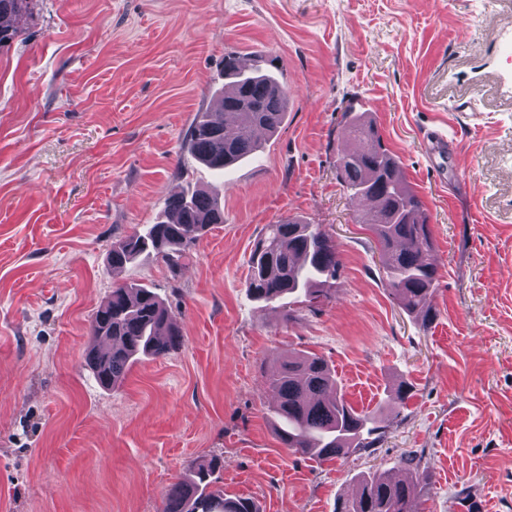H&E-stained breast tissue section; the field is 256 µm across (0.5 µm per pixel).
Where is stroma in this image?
<instances>
[{
  "label": "stroma",
  "mask_w": 512,
  "mask_h": 512,
  "mask_svg": "<svg viewBox=\"0 0 512 512\" xmlns=\"http://www.w3.org/2000/svg\"><path fill=\"white\" fill-rule=\"evenodd\" d=\"M0 47V512H160L222 457L260 512H333L359 475L427 473L419 512H512V0H32ZM276 61L287 119L224 178V221L169 267L112 270L113 242L212 172L182 149L215 108L224 54ZM371 112L422 197L439 260L431 327L390 294L336 152ZM324 225L342 267L311 308L252 299L262 228ZM153 288L181 347L101 387L89 320ZM322 356L374 447L320 462L277 439L265 373ZM405 386V406L380 409Z\"/></svg>",
  "instance_id": "1"
}]
</instances>
